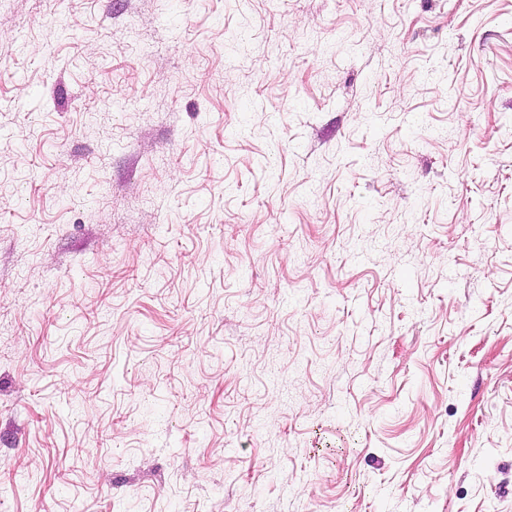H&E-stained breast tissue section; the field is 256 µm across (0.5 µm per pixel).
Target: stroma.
Wrapping results in <instances>:
<instances>
[{"label":"stroma","instance_id":"stroma-1","mask_svg":"<svg viewBox=\"0 0 512 512\" xmlns=\"http://www.w3.org/2000/svg\"><path fill=\"white\" fill-rule=\"evenodd\" d=\"M0 512H512V0H0Z\"/></svg>","mask_w":512,"mask_h":512}]
</instances>
